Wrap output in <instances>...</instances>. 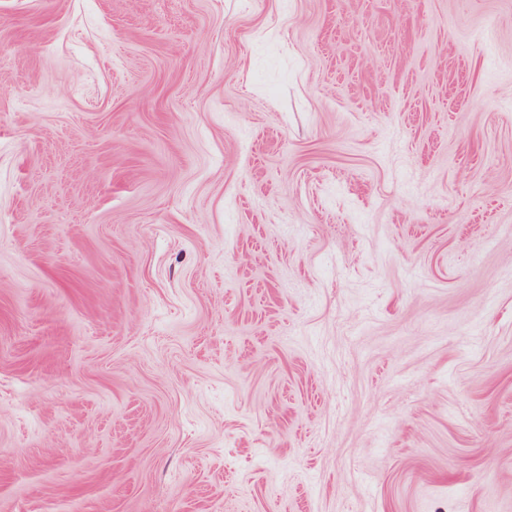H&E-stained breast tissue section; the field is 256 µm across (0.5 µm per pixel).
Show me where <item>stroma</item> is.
Masks as SVG:
<instances>
[{
	"label": "stroma",
	"mask_w": 512,
	"mask_h": 512,
	"mask_svg": "<svg viewBox=\"0 0 512 512\" xmlns=\"http://www.w3.org/2000/svg\"><path fill=\"white\" fill-rule=\"evenodd\" d=\"M0 512H512V0H0Z\"/></svg>",
	"instance_id": "35a3bbf8"
}]
</instances>
